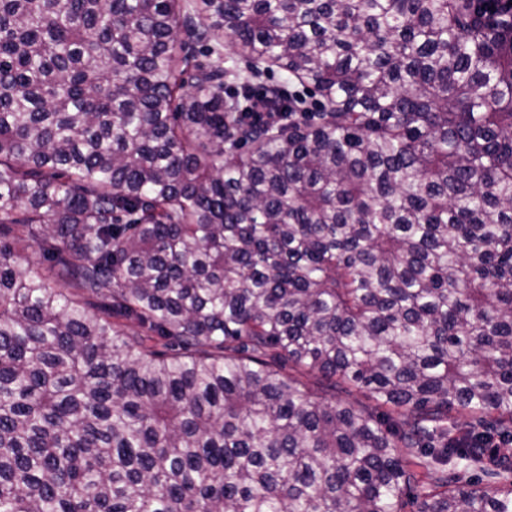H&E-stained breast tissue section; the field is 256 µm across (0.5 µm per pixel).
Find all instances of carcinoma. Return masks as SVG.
<instances>
[{
    "label": "carcinoma",
    "mask_w": 512,
    "mask_h": 512,
    "mask_svg": "<svg viewBox=\"0 0 512 512\" xmlns=\"http://www.w3.org/2000/svg\"><path fill=\"white\" fill-rule=\"evenodd\" d=\"M483 2L0 0V512H512ZM224 30L317 120H237Z\"/></svg>",
    "instance_id": "carcinoma-1"
}]
</instances>
